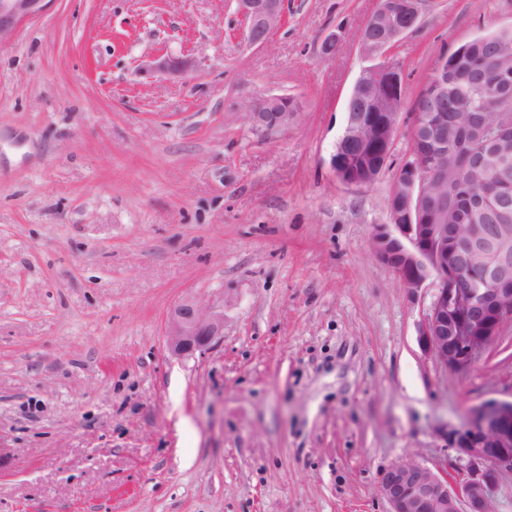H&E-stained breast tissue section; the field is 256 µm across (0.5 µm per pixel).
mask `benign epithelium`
<instances>
[{
    "instance_id": "7a95c632",
    "label": "benign epithelium",
    "mask_w": 512,
    "mask_h": 512,
    "mask_svg": "<svg viewBox=\"0 0 512 512\" xmlns=\"http://www.w3.org/2000/svg\"><path fill=\"white\" fill-rule=\"evenodd\" d=\"M52 0H0V38L48 8ZM246 22L247 39L260 47L285 23L284 0H235ZM419 22L418 0H375L363 24L360 43L365 65L346 105V124L331 165L336 179L365 187L391 165L404 104L401 68L388 60L397 40ZM472 42L438 57L431 76L414 101L416 112L410 149L402 160L388 197L390 223L377 225L372 249L399 276L410 295L427 284L434 300L418 324L423 348L441 365L467 373L512 323V240L503 224H450L448 211L458 208L463 192L484 193L477 182L480 161L471 158L477 138L512 143V123H488L481 114L472 125L448 132V118L433 111L437 96L448 92V73L471 56ZM197 67L187 50L158 60L162 73L183 76ZM495 102L512 96V70L499 72L489 91ZM297 118V103L269 94L246 105L243 119L251 130L269 135L287 130ZM425 128L428 148L416 145L415 130ZM224 335V316L207 310L193 297L176 302L167 316L166 341L172 354L203 351ZM455 456L450 469L433 470L413 460L386 469L379 494L389 512H498L495 494L512 476V400L489 399L470 409L448 431Z\"/></svg>"
}]
</instances>
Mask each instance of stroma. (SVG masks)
<instances>
[{"instance_id": "obj_1", "label": "stroma", "mask_w": 512, "mask_h": 512, "mask_svg": "<svg viewBox=\"0 0 512 512\" xmlns=\"http://www.w3.org/2000/svg\"><path fill=\"white\" fill-rule=\"evenodd\" d=\"M249 46L233 0H52L0 39V512H388L385 469L512 398V325L465 374L427 353L371 248L395 167H331L375 0H287ZM392 58L512 29V0H420ZM332 32L334 53L320 46ZM191 49L185 76L151 69ZM296 123L252 132L256 97ZM224 334L177 357L179 300ZM297 103L284 94H269L246 105L243 119L251 130L269 135L288 130L297 118Z\"/></svg>"}]
</instances>
